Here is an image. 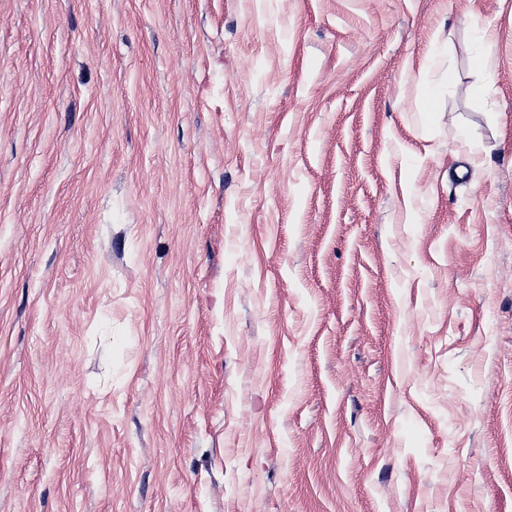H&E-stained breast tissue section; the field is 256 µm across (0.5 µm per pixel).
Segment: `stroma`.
<instances>
[{
  "label": "stroma",
  "mask_w": 512,
  "mask_h": 512,
  "mask_svg": "<svg viewBox=\"0 0 512 512\" xmlns=\"http://www.w3.org/2000/svg\"><path fill=\"white\" fill-rule=\"evenodd\" d=\"M0 512H512V0H0Z\"/></svg>",
  "instance_id": "obj_1"
}]
</instances>
